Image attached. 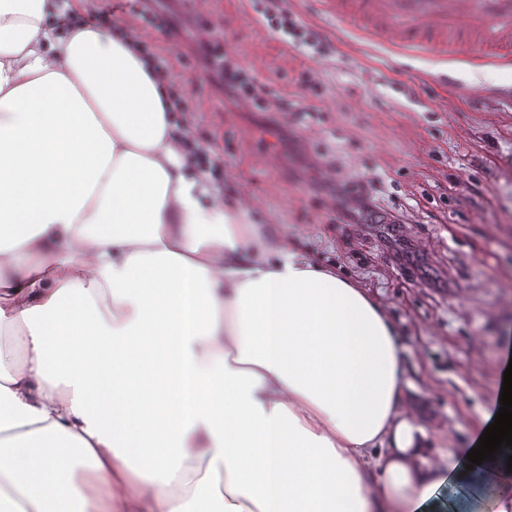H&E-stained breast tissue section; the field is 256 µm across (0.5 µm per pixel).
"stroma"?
<instances>
[{"label":"stroma","instance_id":"35a3bbf8","mask_svg":"<svg viewBox=\"0 0 512 512\" xmlns=\"http://www.w3.org/2000/svg\"><path fill=\"white\" fill-rule=\"evenodd\" d=\"M324 54L293 48L258 22L250 0H199L196 35L239 56L288 101L243 112L200 75L184 32L147 29L167 48L169 95L194 110L190 146L223 164L212 181L244 196L255 224H285L301 250L378 293L406 349L407 396L434 453L464 456L498 393L502 342L512 340V65L474 69L357 38L322 0H285ZM376 169L380 212L399 220L403 263L383 224H355L324 178L357 183ZM440 497L456 512H494L472 471Z\"/></svg>","mask_w":512,"mask_h":512}]
</instances>
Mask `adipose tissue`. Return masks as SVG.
<instances>
[{"mask_svg": "<svg viewBox=\"0 0 512 512\" xmlns=\"http://www.w3.org/2000/svg\"><path fill=\"white\" fill-rule=\"evenodd\" d=\"M77 17L0 0V512H439L382 301L192 170Z\"/></svg>", "mask_w": 512, "mask_h": 512, "instance_id": "ef3b65f1", "label": "adipose tissue"}]
</instances>
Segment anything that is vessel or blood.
<instances>
[{
  "label": "vessel or blood",
  "instance_id": "b4317fda",
  "mask_svg": "<svg viewBox=\"0 0 512 512\" xmlns=\"http://www.w3.org/2000/svg\"><path fill=\"white\" fill-rule=\"evenodd\" d=\"M324 9L353 23L359 38L396 50L512 64V0H324Z\"/></svg>",
  "mask_w": 512,
  "mask_h": 512
}]
</instances>
